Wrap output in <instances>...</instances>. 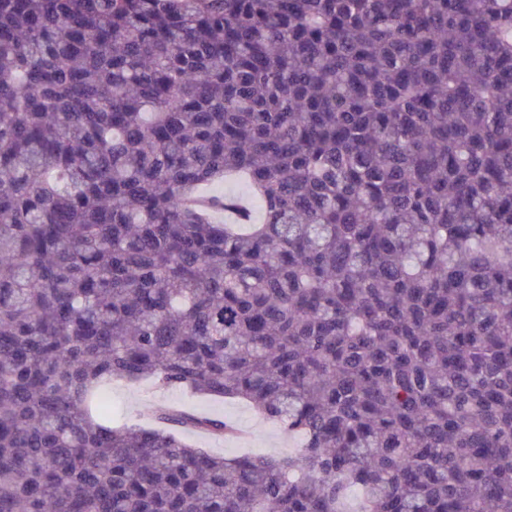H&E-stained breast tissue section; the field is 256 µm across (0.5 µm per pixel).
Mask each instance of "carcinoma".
Listing matches in <instances>:
<instances>
[{
	"mask_svg": "<svg viewBox=\"0 0 512 512\" xmlns=\"http://www.w3.org/2000/svg\"><path fill=\"white\" fill-rule=\"evenodd\" d=\"M0 512H512V0H0ZM102 391H107L112 398L115 415L128 420L129 423L156 427L160 425L157 418L159 409H185L232 422L240 433L245 434L244 438H240L239 435L232 440L217 439L201 433L186 435L190 444L214 454L231 456L262 452L287 455L297 442L241 401L214 400L185 390L160 388L151 380L135 384L112 381L106 384Z\"/></svg>",
	"mask_w": 512,
	"mask_h": 512,
	"instance_id": "carcinoma-1",
	"label": "carcinoma"
}]
</instances>
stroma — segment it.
<instances>
[{
  "label": "stroma",
  "mask_w": 512,
  "mask_h": 512,
  "mask_svg": "<svg viewBox=\"0 0 512 512\" xmlns=\"http://www.w3.org/2000/svg\"><path fill=\"white\" fill-rule=\"evenodd\" d=\"M105 389L112 399L116 416L134 424L158 426L157 412L162 408L185 409L233 423L240 435L232 440L201 433L187 434L190 444L214 454L231 456L262 452L285 455L296 445L295 439L241 401L214 400L180 389H165L149 380L135 384L114 381L106 384Z\"/></svg>",
  "instance_id": "obj_1"
}]
</instances>
